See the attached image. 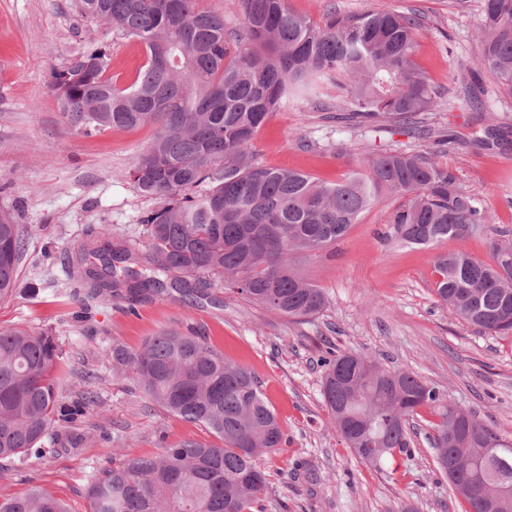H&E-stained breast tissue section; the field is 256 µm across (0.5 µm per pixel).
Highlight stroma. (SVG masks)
Here are the masks:
<instances>
[{"label":"stroma","mask_w":512,"mask_h":512,"mask_svg":"<svg viewBox=\"0 0 512 512\" xmlns=\"http://www.w3.org/2000/svg\"><path fill=\"white\" fill-rule=\"evenodd\" d=\"M314 21L327 14L365 15L388 8L418 10L423 27L416 61L443 92L440 111L427 124L453 130L457 143L444 156L459 179L481 198L496 226L512 230V144L480 145L486 114L512 127V97L499 95L490 77L483 110L459 95L450 71L471 77L475 26L482 0H289ZM107 39L112 74L131 81L145 61L136 42L112 35L84 19L77 0H0V212L21 224L27 249L19 268L20 294L0 303V326H23L53 336L62 356L57 394L68 403L84 391L96 397L74 423L52 436L80 434L65 454L44 453L26 464H0V495L39 486L86 512L93 475L125 457L156 454L194 438L201 427L165 413L137 386L112 372V347L137 348L156 332H196L225 358L248 367L277 415L285 441L262 456L270 476L265 512H394L410 499L419 512H463L433 462L427 417H415L411 474L391 479L360 465L329 421L321 396L318 358L326 346L356 350L387 366L410 369L441 388L449 401L512 435V338L478 333L433 293L436 252L464 249L490 257L485 239L451 240L439 248L396 245L385 239L396 202L385 197L363 213L345 237L317 253L301 252L292 265L324 288L329 304L316 318L292 322L219 283L197 284V293H140L136 301L113 298L75 316L68 293L66 248L90 228L109 225L114 243L144 252L141 219L154 208L138 191L132 166L155 129H112L86 137L71 129L53 90V76L86 44ZM335 95L317 109L289 100L259 131L255 144L263 165L290 168L333 183L355 168L357 151L429 149L425 139L390 133L377 125L337 121Z\"/></svg>","instance_id":"35a3bbf8"}]
</instances>
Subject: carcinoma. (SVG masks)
Segmentation results:
<instances>
[{
  "instance_id": "1",
  "label": "carcinoma",
  "mask_w": 512,
  "mask_h": 512,
  "mask_svg": "<svg viewBox=\"0 0 512 512\" xmlns=\"http://www.w3.org/2000/svg\"><path fill=\"white\" fill-rule=\"evenodd\" d=\"M198 0H78L88 21L141 45L146 63L126 85L109 74L106 46L91 44L54 76L70 126L85 137L113 128L156 127L131 177L157 207L143 220L146 252L112 244L103 224L68 252L70 276L88 287L70 295L76 317L95 301L120 295L129 263L152 272L140 286L189 294L187 278H204L292 320L320 314L325 290L291 265L296 252H319L342 238L381 195L399 200L388 237L424 248L448 240L489 238L490 260L465 250L434 257L437 302L491 336L512 334V319H491L512 300V237L493 236V216L437 157L448 134L416 118L435 112L442 93L415 62L420 15L381 9L331 16L318 24L288 0H240L242 27L229 30L218 10ZM477 66L512 95V0H483ZM330 87L338 112L359 123L405 126L433 149L360 153L359 165L335 183L257 159L254 140L289 99L317 102ZM483 106L485 88L461 85ZM26 250L21 225L0 212V302L19 291ZM52 337L23 327L0 328V463L43 454L57 422L72 423L94 403L86 392L57 402ZM113 370L134 381L164 412L204 428L213 440L185 439L159 454L140 455L93 476L87 512H264L269 481L257 461L280 447L283 433L252 372L228 361L202 336L165 329L134 350L112 347ZM322 396L345 447L366 466L395 475L412 457L407 425L422 409L433 424L435 464L465 454L468 465L448 479L468 509L512 512V437L472 414L460 426L438 386L409 370H391L354 350L320 359ZM469 429L495 443L489 457L448 446ZM0 512H71L41 487L0 496Z\"/></svg>"
}]
</instances>
